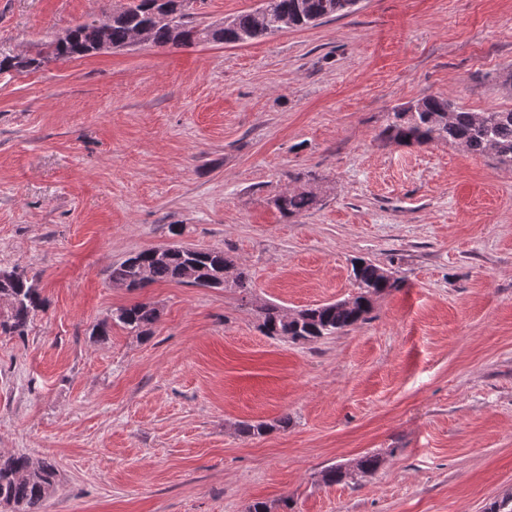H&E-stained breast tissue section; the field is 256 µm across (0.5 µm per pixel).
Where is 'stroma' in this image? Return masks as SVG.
I'll use <instances>...</instances> for the list:
<instances>
[{
  "instance_id": "1",
  "label": "stroma",
  "mask_w": 512,
  "mask_h": 512,
  "mask_svg": "<svg viewBox=\"0 0 512 512\" xmlns=\"http://www.w3.org/2000/svg\"><path fill=\"white\" fill-rule=\"evenodd\" d=\"M126 2L0 0V53ZM511 73L512 0H360L244 44L0 74V269L45 300L0 335V454L54 464L45 512H488L512 493V167L380 135L427 95L512 109ZM296 188L320 202L288 219L273 200ZM175 239L224 250L250 291L112 284ZM361 259L402 280L366 321L264 335L261 306L348 299ZM138 302L151 335H93ZM366 454L376 472L322 483Z\"/></svg>"
}]
</instances>
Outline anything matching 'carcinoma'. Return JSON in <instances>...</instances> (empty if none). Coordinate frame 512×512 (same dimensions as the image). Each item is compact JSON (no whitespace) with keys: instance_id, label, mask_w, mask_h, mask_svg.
Here are the masks:
<instances>
[{"instance_id":"cac0c4a2","label":"carcinoma","mask_w":512,"mask_h":512,"mask_svg":"<svg viewBox=\"0 0 512 512\" xmlns=\"http://www.w3.org/2000/svg\"><path fill=\"white\" fill-rule=\"evenodd\" d=\"M169 2L179 17L176 28L153 17L158 0H130V4L103 27L94 21L79 24L68 31L66 38L50 42L46 51L34 57L25 54L0 57V74L35 70L49 59L95 55L105 41L121 49L137 29L148 33L147 44L152 47L189 46L201 42L245 43L278 32L280 18L303 28L325 19L347 16L355 11L358 0H271L268 14L261 17L254 11L244 12L221 28L197 23L193 13L184 11L185 0ZM381 135L405 146L448 143L472 153L490 155L498 163L512 166V109L471 112L444 97L431 95L393 107ZM317 204V194L306 189L288 191L274 200L276 209L286 218L298 217ZM231 266L232 260L221 249L177 250L163 259L155 258L148 249L113 265L110 280L128 289L167 281L206 288L223 281L225 271ZM353 274L358 292L350 299L315 305L291 316L274 304L262 306L264 333L286 336L293 341H314L344 333L367 319L373 297L401 285L400 279L372 262H358ZM0 295L9 301L7 309L0 311V333L24 335L32 314L44 304L39 289L24 279L0 289ZM158 318L156 306L135 303L112 310L110 318L99 327V333L105 336L109 329L119 326L148 335ZM270 429L264 422L248 421L240 422L237 427L244 437L262 436ZM379 463V457L365 455L352 471L334 464L322 471L321 480L328 486L336 485L355 474L375 472ZM55 476V467L49 462H35L22 455L0 457V503L11 506L15 512H44Z\"/></svg>"}]
</instances>
